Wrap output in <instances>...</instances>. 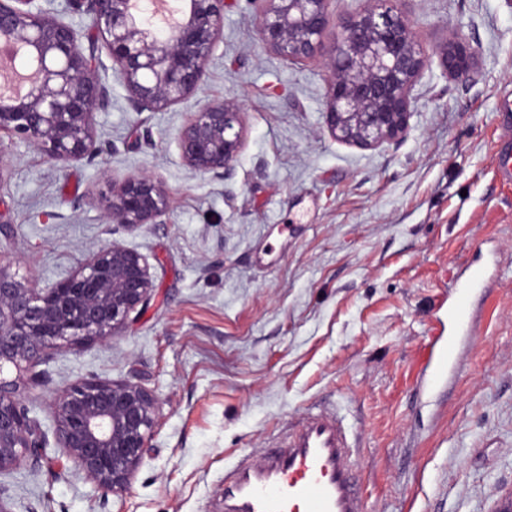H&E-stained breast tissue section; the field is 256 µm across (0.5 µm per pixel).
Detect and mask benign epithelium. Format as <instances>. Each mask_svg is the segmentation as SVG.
<instances>
[{
    "instance_id": "1",
    "label": "benign epithelium",
    "mask_w": 512,
    "mask_h": 512,
    "mask_svg": "<svg viewBox=\"0 0 512 512\" xmlns=\"http://www.w3.org/2000/svg\"><path fill=\"white\" fill-rule=\"evenodd\" d=\"M39 2L0 0V56L9 57L0 65V91L35 71L22 97L0 98V157L5 136L53 161L100 152L94 118L110 104L96 72L100 53L112 58L135 111L161 112L196 93L224 38V0H183L179 10L167 0H72L90 19V34ZM331 2L250 0L268 49L288 61L325 56V125L336 139L360 148L397 141L409 129L429 54L401 0H372L367 11L338 17ZM438 54L453 77L476 66L472 47L457 35ZM176 143L191 170L225 179L243 144L242 112L232 101L211 100L190 113ZM102 204L108 223L133 231L162 223L169 197L144 173L112 182ZM152 290L146 259L115 240L44 288L0 265V476L45 459V435L24 400L27 376L56 353L110 341ZM11 367L15 376L7 378ZM50 409L57 447L75 470L105 495L125 493L158 429L155 391L140 381L78 379L56 390Z\"/></svg>"
}]
</instances>
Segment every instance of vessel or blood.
<instances>
[{"mask_svg": "<svg viewBox=\"0 0 512 512\" xmlns=\"http://www.w3.org/2000/svg\"><path fill=\"white\" fill-rule=\"evenodd\" d=\"M487 285L482 269L458 287L448 309L454 326L445 349L431 353L433 377L448 369L459 339L472 330L474 289ZM352 436L343 422L319 412L288 433L286 447L262 463L239 462L224 473V512H363L351 462Z\"/></svg>", "mask_w": 512, "mask_h": 512, "instance_id": "vessel-or-blood-1", "label": "vessel or blood"}]
</instances>
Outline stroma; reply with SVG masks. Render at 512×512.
I'll return each instance as SVG.
<instances>
[{"instance_id": "obj_1", "label": "stroma", "mask_w": 512, "mask_h": 512, "mask_svg": "<svg viewBox=\"0 0 512 512\" xmlns=\"http://www.w3.org/2000/svg\"><path fill=\"white\" fill-rule=\"evenodd\" d=\"M432 53L410 129L361 149L324 125L323 56L287 61L260 41L248 0H230L199 91L162 112L132 110L108 55L101 152L67 163L25 143L0 158V259L40 286L115 240L143 255L153 291L112 342L55 354L25 395L53 432L64 382L139 377L160 426L127 493L101 495L55 447L0 478L13 512H212L224 470L261 461L288 425L335 409L358 440L365 512H493L512 489V143L507 0H402ZM461 33L468 80L434 50ZM242 110L232 175L188 169L175 137L213 99ZM146 173L170 194L162 223L107 224L98 198ZM489 263L474 329L433 381L428 347L448 336L454 286Z\"/></svg>"}]
</instances>
